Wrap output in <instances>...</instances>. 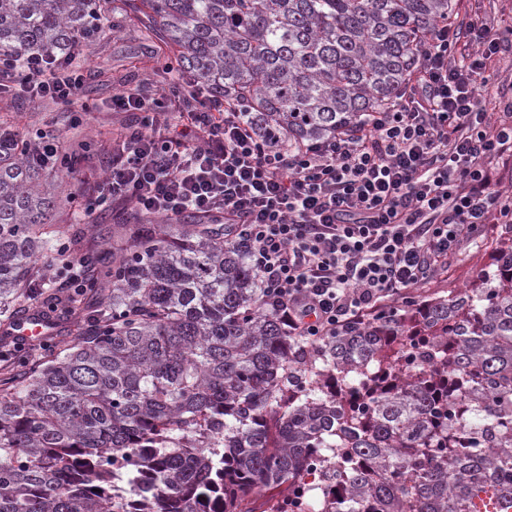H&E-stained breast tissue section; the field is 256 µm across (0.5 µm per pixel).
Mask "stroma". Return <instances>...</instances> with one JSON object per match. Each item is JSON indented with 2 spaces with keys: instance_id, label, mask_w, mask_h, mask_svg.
Returning <instances> with one entry per match:
<instances>
[{
  "instance_id": "obj_1",
  "label": "stroma",
  "mask_w": 512,
  "mask_h": 512,
  "mask_svg": "<svg viewBox=\"0 0 512 512\" xmlns=\"http://www.w3.org/2000/svg\"><path fill=\"white\" fill-rule=\"evenodd\" d=\"M112 21L114 34L92 43L76 58L91 75L85 96L89 110L79 122H72L69 108L57 101H0V117L11 121L19 133L35 127L53 131L67 146L90 142L91 163L63 180L57 189L64 199L104 173V151L111 148L113 135L127 120L126 114L112 111L113 94L141 85L158 94L167 89L164 67L168 55L163 43L147 38L144 26L126 20L121 10L113 11ZM494 247L491 238L468 245L449 259L447 271L437 273L420 290V297L444 296L449 290L470 284L490 268Z\"/></svg>"
}]
</instances>
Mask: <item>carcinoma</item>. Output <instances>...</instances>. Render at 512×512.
Wrapping results in <instances>:
<instances>
[{
  "mask_svg": "<svg viewBox=\"0 0 512 512\" xmlns=\"http://www.w3.org/2000/svg\"><path fill=\"white\" fill-rule=\"evenodd\" d=\"M111 0H0V59L76 56ZM282 146L357 129L404 93L455 0H123ZM0 126V317L33 289L86 320L0 383V512H512V224L467 288L288 335L224 225L76 224ZM119 237L126 253L97 258ZM77 290L44 286L74 256ZM314 477L311 483L308 477Z\"/></svg>",
  "mask_w": 512,
  "mask_h": 512,
  "instance_id": "carcinoma-1",
  "label": "carcinoma"
}]
</instances>
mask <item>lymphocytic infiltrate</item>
Segmentation results:
<instances>
[{"label":"lymphocytic infiltrate","mask_w":512,"mask_h":512,"mask_svg":"<svg viewBox=\"0 0 512 512\" xmlns=\"http://www.w3.org/2000/svg\"><path fill=\"white\" fill-rule=\"evenodd\" d=\"M501 32L482 7L441 26L408 92L353 132L299 149L259 136L238 109L176 85L112 96L136 115L82 218L113 204L228 228L289 335L313 342L409 301L490 225L512 222L495 161L512 159V121L486 109ZM87 76L31 56L0 91L78 106Z\"/></svg>","instance_id":"f902f5d3"}]
</instances>
